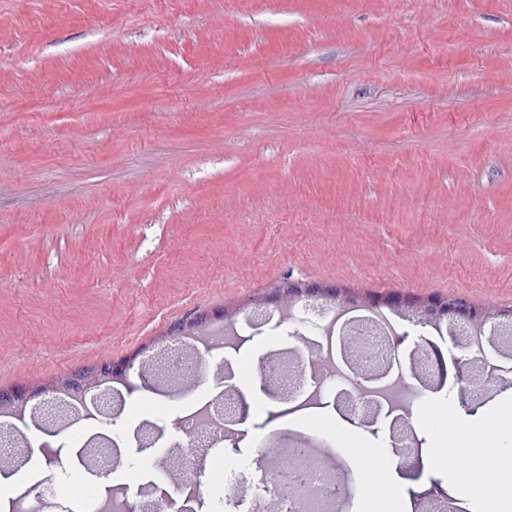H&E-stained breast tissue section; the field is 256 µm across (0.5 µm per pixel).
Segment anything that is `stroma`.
Masks as SVG:
<instances>
[{
  "label": "stroma",
  "instance_id": "obj_1",
  "mask_svg": "<svg viewBox=\"0 0 512 512\" xmlns=\"http://www.w3.org/2000/svg\"><path fill=\"white\" fill-rule=\"evenodd\" d=\"M333 285L354 302L463 297L512 311V0H0V391L82 369L142 365L178 325L225 322L268 302L272 324L204 354L189 398L156 372L127 382L116 471L82 468L89 432L55 444L26 428L19 489L64 472L72 498L110 487L139 500V463L193 449L186 400L231 390L248 411L181 483L199 512L222 464L276 487L278 427L304 429L354 471L335 512H426L476 455L512 433V382L473 384L447 333L402 321L393 365L431 373L406 416L369 424L323 408L275 418L258 367L296 346L274 296L283 281ZM454 411L476 425L449 456Z\"/></svg>",
  "mask_w": 512,
  "mask_h": 512
}]
</instances>
